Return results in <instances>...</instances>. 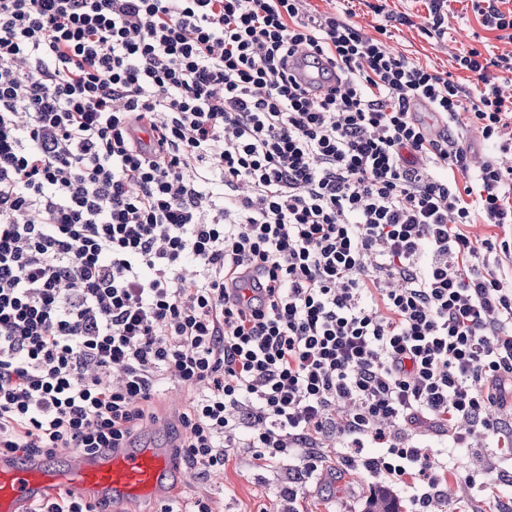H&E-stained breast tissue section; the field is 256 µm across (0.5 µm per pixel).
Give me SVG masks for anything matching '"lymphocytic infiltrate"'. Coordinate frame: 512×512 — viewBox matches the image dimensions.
Listing matches in <instances>:
<instances>
[{"instance_id": "f902f5d3", "label": "lymphocytic infiltrate", "mask_w": 512, "mask_h": 512, "mask_svg": "<svg viewBox=\"0 0 512 512\" xmlns=\"http://www.w3.org/2000/svg\"><path fill=\"white\" fill-rule=\"evenodd\" d=\"M307 0H0V456L132 438L165 384L189 465L314 475L323 439L430 512L508 428L512 97ZM338 75L316 96L298 53ZM428 428L437 447L409 444ZM458 130L463 131L464 133V143L465 146L468 147V149L471 150V152L474 150L475 153L483 154L484 159H486L488 156H494L496 159L501 162L502 165L505 167H508L511 165V159H510V152L507 154H502L498 151L496 152H490L484 143L481 135L479 132H477L475 129L470 128L466 125H462L460 122H458Z\"/></svg>"}]
</instances>
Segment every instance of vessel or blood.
Instances as JSON below:
<instances>
[{"instance_id": "b4317fda", "label": "vessel or blood", "mask_w": 512, "mask_h": 512, "mask_svg": "<svg viewBox=\"0 0 512 512\" xmlns=\"http://www.w3.org/2000/svg\"><path fill=\"white\" fill-rule=\"evenodd\" d=\"M56 456V466L39 458H0V512H29L31 504L61 490L108 500L115 512H141L188 481L187 471L174 469L168 445L147 434L121 448L95 454L60 448Z\"/></svg>"}]
</instances>
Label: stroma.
<instances>
[{
	"label": "stroma",
	"mask_w": 512,
	"mask_h": 512,
	"mask_svg": "<svg viewBox=\"0 0 512 512\" xmlns=\"http://www.w3.org/2000/svg\"><path fill=\"white\" fill-rule=\"evenodd\" d=\"M393 22H384L363 0H355L353 22L365 34H375L379 24H388L394 49L437 71L450 73L455 81L471 85L468 71L458 69L453 57L470 48L483 45L506 50L493 32L483 28L469 0H453L448 16V32L443 41L427 37L421 28L427 15L425 0H388ZM408 16L407 24H399V16ZM185 409L181 400L163 395L150 405L149 421L158 422L153 437L158 442L172 441L182 435L180 415ZM321 471L298 485L296 499L282 496L296 471L294 458L281 457L276 462L257 468L252 464L253 451L236 449L233 459L220 471L208 474L190 469L189 484L177 496L187 501L204 498L211 512H367L373 496L395 502L398 512H407L408 501L401 490L385 487L382 478L346 467L344 450L338 440L329 439L320 448ZM496 439L481 441L476 448H460L455 452V475L448 480L445 495L434 505L435 512H512V479L503 478L491 488H472L465 484L467 473L493 467L498 461Z\"/></svg>",
	"instance_id": "1"
}]
</instances>
